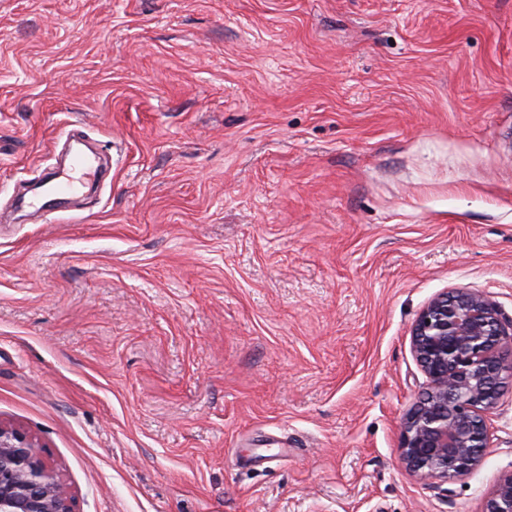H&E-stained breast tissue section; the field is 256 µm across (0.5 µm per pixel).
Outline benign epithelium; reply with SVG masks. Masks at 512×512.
Instances as JSON below:
<instances>
[{"mask_svg":"<svg viewBox=\"0 0 512 512\" xmlns=\"http://www.w3.org/2000/svg\"><path fill=\"white\" fill-rule=\"evenodd\" d=\"M411 344L428 388L403 419L400 462L420 478L459 479L490 447V415L512 390V320L486 295L454 288L422 309ZM0 512H76L51 459L26 433L1 423ZM481 512H512V472Z\"/></svg>","mask_w":512,"mask_h":512,"instance_id":"7a95c632","label":"benign epithelium"}]
</instances>
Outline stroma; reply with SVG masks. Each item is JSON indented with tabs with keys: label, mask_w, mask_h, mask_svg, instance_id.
<instances>
[{
	"label": "stroma",
	"mask_w": 512,
	"mask_h": 512,
	"mask_svg": "<svg viewBox=\"0 0 512 512\" xmlns=\"http://www.w3.org/2000/svg\"><path fill=\"white\" fill-rule=\"evenodd\" d=\"M78 127L83 210L10 214ZM0 422L78 512H480L399 461L422 308L512 317V0H0Z\"/></svg>",
	"instance_id": "obj_1"
}]
</instances>
